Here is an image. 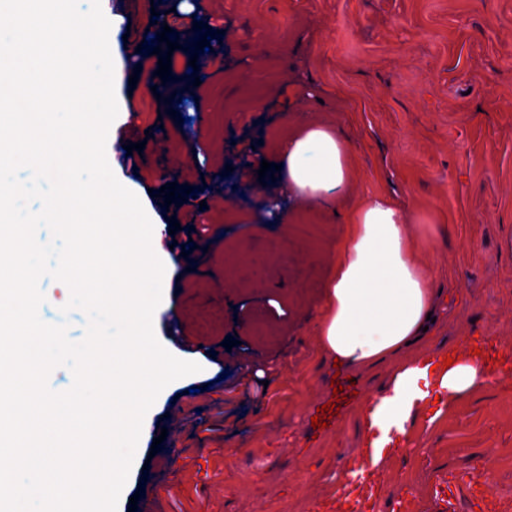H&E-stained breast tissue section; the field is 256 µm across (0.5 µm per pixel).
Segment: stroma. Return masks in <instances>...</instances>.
<instances>
[{"label": "stroma", "instance_id": "1", "mask_svg": "<svg viewBox=\"0 0 512 512\" xmlns=\"http://www.w3.org/2000/svg\"><path fill=\"white\" fill-rule=\"evenodd\" d=\"M179 2L100 0L119 21L115 91L131 112L109 130V166L157 226L162 262L173 258L170 216L213 237L200 271L167 277L153 315L159 343L202 370L166 386L146 414L117 512L134 495L137 512H336L364 447L365 401L326 430L311 417L336 373L317 324L347 211L387 195L424 239L435 321L406 357L487 344L512 357V0H196L189 13ZM156 12L179 45L160 102L129 86L133 73L153 79V62L138 73L130 62ZM290 120L340 132L350 191L335 213L287 209L279 223H251L256 201L218 200L225 168L257 187ZM141 139L144 163L123 167L119 141ZM161 145L177 161L169 178L153 161ZM170 180L193 187L173 213L152 195ZM206 190L215 196L203 209ZM299 224L313 225L310 240L294 238ZM273 239L287 249L269 253ZM39 289L53 298L41 320L83 340L87 313L61 311L69 288L45 275ZM232 335L238 345L218 362L203 355ZM479 477L498 512H512V374L411 412L402 450L378 468L375 512H436L438 498L446 512H475L468 485Z\"/></svg>", "mask_w": 512, "mask_h": 512}]
</instances>
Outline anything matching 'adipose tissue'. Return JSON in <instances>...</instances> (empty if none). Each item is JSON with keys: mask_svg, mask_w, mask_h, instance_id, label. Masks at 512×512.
<instances>
[{"mask_svg": "<svg viewBox=\"0 0 512 512\" xmlns=\"http://www.w3.org/2000/svg\"><path fill=\"white\" fill-rule=\"evenodd\" d=\"M277 146L296 203L335 210L350 187L349 150L339 132L301 124L282 133ZM411 222L407 209L381 195L366 197L350 213L318 326L322 348L343 367L396 362L385 392L366 407V445L377 460L391 432H403L430 389L453 403L481 384L487 372L481 356L472 353H455L447 367L428 355L399 361L409 343L423 338L427 316L435 310Z\"/></svg>", "mask_w": 512, "mask_h": 512, "instance_id": "1", "label": "adipose tissue"}]
</instances>
